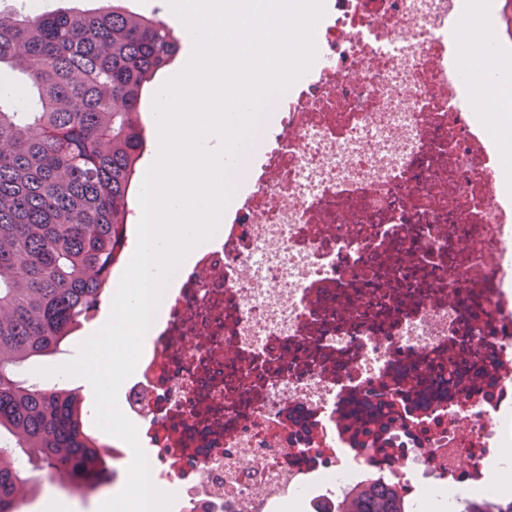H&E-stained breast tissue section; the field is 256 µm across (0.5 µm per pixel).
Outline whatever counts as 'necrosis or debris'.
I'll list each match as a JSON object with an SVG mask.
<instances>
[{"instance_id": "obj_1", "label": "necrosis or debris", "mask_w": 512, "mask_h": 512, "mask_svg": "<svg viewBox=\"0 0 512 512\" xmlns=\"http://www.w3.org/2000/svg\"><path fill=\"white\" fill-rule=\"evenodd\" d=\"M125 392L170 512L483 487L512 446L501 0H324ZM466 56L488 76H467Z\"/></svg>"}]
</instances>
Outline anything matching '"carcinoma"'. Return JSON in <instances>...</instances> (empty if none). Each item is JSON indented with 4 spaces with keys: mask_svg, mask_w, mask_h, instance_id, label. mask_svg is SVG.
I'll return each mask as SVG.
<instances>
[{
    "mask_svg": "<svg viewBox=\"0 0 512 512\" xmlns=\"http://www.w3.org/2000/svg\"><path fill=\"white\" fill-rule=\"evenodd\" d=\"M95 12L0 9V512L38 493L24 464L72 491L109 482L80 389L46 387L29 367L59 357L106 296L127 244L146 146L144 85L179 39L162 20L104 0ZM354 512H410L370 485Z\"/></svg>",
    "mask_w": 512,
    "mask_h": 512,
    "instance_id": "obj_1",
    "label": "carcinoma"
}]
</instances>
